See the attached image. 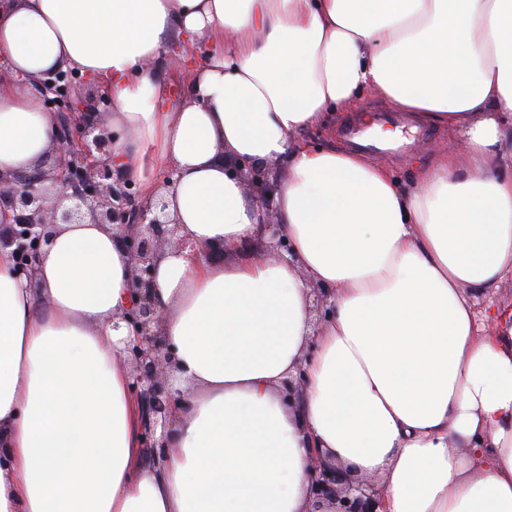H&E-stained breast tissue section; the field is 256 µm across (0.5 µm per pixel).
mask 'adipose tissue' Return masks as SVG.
<instances>
[{
	"label": "adipose tissue",
	"mask_w": 512,
	"mask_h": 512,
	"mask_svg": "<svg viewBox=\"0 0 512 512\" xmlns=\"http://www.w3.org/2000/svg\"><path fill=\"white\" fill-rule=\"evenodd\" d=\"M176 41L202 61L164 109ZM0 59L16 75L0 172L49 150L37 84L59 68L110 97L113 165L144 197L174 168L188 245L162 251L156 301L189 387L151 460L123 361L132 261L110 226L58 225L36 294L0 251V512H305L314 447L377 474L386 512H512V319L479 329L470 296L512 272V0H0ZM366 88L463 155L405 191L302 139ZM238 158L281 163L291 260L263 249ZM312 284L335 292L317 327ZM304 369L299 366L294 373H289L288 377L282 382V393L284 401L290 405H295L304 396Z\"/></svg>",
	"instance_id": "ef3b65f1"
}]
</instances>
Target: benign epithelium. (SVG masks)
Segmentation results:
<instances>
[{
    "label": "benign epithelium",
    "instance_id": "1",
    "mask_svg": "<svg viewBox=\"0 0 512 512\" xmlns=\"http://www.w3.org/2000/svg\"><path fill=\"white\" fill-rule=\"evenodd\" d=\"M91 80L68 69H57L40 81L47 111L56 113L51 168L34 173H0V213L11 221L0 225V251L11 250L16 274L26 287L39 292L34 266L49 244L58 224H110L121 232L131 257L133 296L121 314L133 339L126 351L131 367L129 388L139 402L143 445L153 459L163 458L173 414L184 401L175 353L161 335L163 311L154 290L160 253L166 247L185 246L181 225L169 216L163 194L142 200L112 166L116 134L107 124L112 103L99 89L79 97L76 88ZM231 168L253 188L268 215L266 247L281 259L291 254L288 238L281 233L274 206L278 183L262 168L247 160H235ZM314 312L318 321L333 312L334 293L315 288ZM302 367L282 382L284 401L295 405L304 396ZM310 475L307 512H381L382 497L375 478H347L341 469L321 459Z\"/></svg>",
    "mask_w": 512,
    "mask_h": 512
}]
</instances>
